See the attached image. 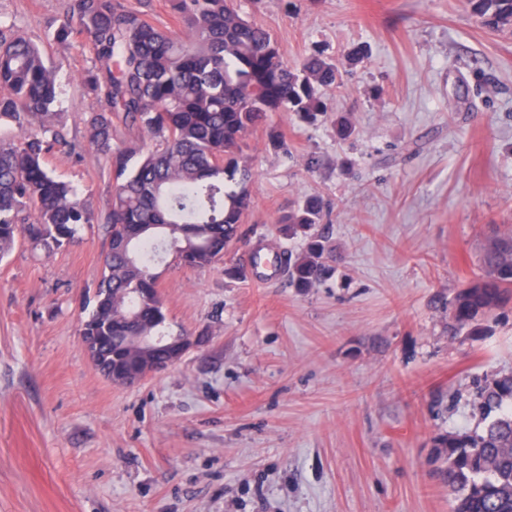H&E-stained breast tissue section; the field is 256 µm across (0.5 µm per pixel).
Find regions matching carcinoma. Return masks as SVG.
Masks as SVG:
<instances>
[{"label": "carcinoma", "instance_id": "obj_1", "mask_svg": "<svg viewBox=\"0 0 512 512\" xmlns=\"http://www.w3.org/2000/svg\"><path fill=\"white\" fill-rule=\"evenodd\" d=\"M471 13L496 30L512 29V0H465ZM174 25L156 22L151 0H66L53 21L58 46L80 39L95 65L82 77L99 100L88 122L89 142L112 173L107 215L109 249L83 321L104 361L127 373L146 356L133 337L158 339L165 362L167 314L155 265L173 248L176 262L210 266L241 240L251 207L252 168L246 133L275 112L313 124L328 112L325 90L339 69L320 50L290 65L267 29L246 19L235 0H169ZM57 75L45 52L12 24L0 21V257L23 234L51 252L78 239L95 211L45 165L55 144L66 146ZM143 133L114 142L112 116ZM326 202L317 197L279 219L303 247L282 253L289 285L307 292L330 275L335 249L322 225ZM484 272L449 301L454 336L501 308L512 292V225L487 237ZM475 428L435 440L436 457L454 494V512H512V374L477 392Z\"/></svg>", "mask_w": 512, "mask_h": 512}]
</instances>
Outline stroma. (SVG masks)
I'll return each mask as SVG.
<instances>
[{
    "label": "stroma",
    "mask_w": 512,
    "mask_h": 512,
    "mask_svg": "<svg viewBox=\"0 0 512 512\" xmlns=\"http://www.w3.org/2000/svg\"><path fill=\"white\" fill-rule=\"evenodd\" d=\"M64 3L0 0L57 73L75 148L45 163L99 217L54 253L20 237L0 259V512H452L434 440L474 428L477 384L512 373V304L452 336L441 303L480 274L488 225L512 224V32L463 0H238L288 63L365 58L318 125L273 116L287 153L269 126L247 133L241 241L208 267H157L168 332L201 343L124 387L79 335L112 175L85 137L91 56L53 40ZM340 115L357 128L344 142ZM311 195L331 205L330 280L302 294L225 276L253 249H300L276 219Z\"/></svg>",
    "instance_id": "1"
}]
</instances>
